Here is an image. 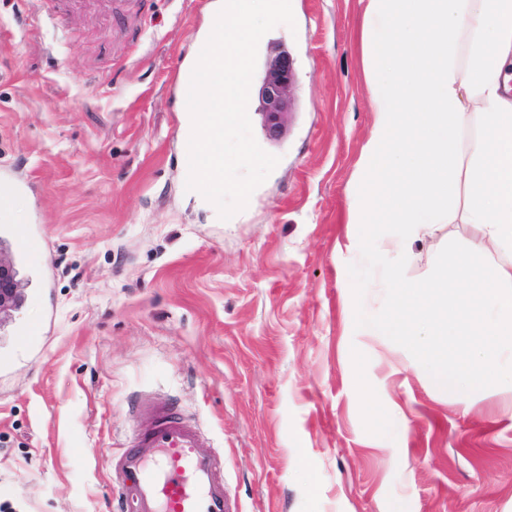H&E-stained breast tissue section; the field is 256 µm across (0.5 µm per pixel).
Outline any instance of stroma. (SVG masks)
<instances>
[{
    "mask_svg": "<svg viewBox=\"0 0 512 512\" xmlns=\"http://www.w3.org/2000/svg\"><path fill=\"white\" fill-rule=\"evenodd\" d=\"M213 0H0V187L27 252L0 312V499L110 512L131 401L175 403L224 458L232 512H512V408L461 405L349 301L348 190L373 121L361 0H291L297 102L280 161L220 219L182 180L179 65ZM393 411L371 428L363 388Z\"/></svg>",
    "mask_w": 512,
    "mask_h": 512,
    "instance_id": "obj_1",
    "label": "stroma"
}]
</instances>
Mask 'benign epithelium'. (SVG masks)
I'll return each mask as SVG.
<instances>
[{
    "mask_svg": "<svg viewBox=\"0 0 512 512\" xmlns=\"http://www.w3.org/2000/svg\"><path fill=\"white\" fill-rule=\"evenodd\" d=\"M296 87V75L290 55L281 51L267 60L258 89L259 112L267 139L278 141L285 129V116L289 113ZM18 298L15 273L0 265V311L13 306Z\"/></svg>",
    "mask_w": 512,
    "mask_h": 512,
    "instance_id": "7a95c632",
    "label": "benign epithelium"
}]
</instances>
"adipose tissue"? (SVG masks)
<instances>
[{
    "instance_id": "1",
    "label": "adipose tissue",
    "mask_w": 512,
    "mask_h": 512,
    "mask_svg": "<svg viewBox=\"0 0 512 512\" xmlns=\"http://www.w3.org/2000/svg\"><path fill=\"white\" fill-rule=\"evenodd\" d=\"M373 122L348 193V239L387 255L391 307L349 308L410 350L438 390L512 397V0H364ZM478 237L447 244L445 225ZM427 243L433 265L407 279Z\"/></svg>"
}]
</instances>
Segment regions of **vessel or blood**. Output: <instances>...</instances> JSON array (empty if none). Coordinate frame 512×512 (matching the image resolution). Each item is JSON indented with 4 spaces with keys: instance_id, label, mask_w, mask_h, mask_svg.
<instances>
[{
    "instance_id": "1",
    "label": "vessel or blood",
    "mask_w": 512,
    "mask_h": 512,
    "mask_svg": "<svg viewBox=\"0 0 512 512\" xmlns=\"http://www.w3.org/2000/svg\"><path fill=\"white\" fill-rule=\"evenodd\" d=\"M141 418L110 458L112 489H133L136 512H227L224 470L199 425L165 402L135 404Z\"/></svg>"
}]
</instances>
